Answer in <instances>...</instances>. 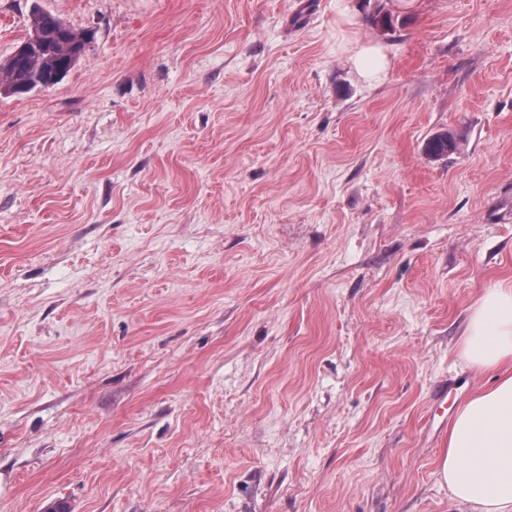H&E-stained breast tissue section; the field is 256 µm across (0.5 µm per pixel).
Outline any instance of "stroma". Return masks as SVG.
Listing matches in <instances>:
<instances>
[{
    "label": "stroma",
    "mask_w": 512,
    "mask_h": 512,
    "mask_svg": "<svg viewBox=\"0 0 512 512\" xmlns=\"http://www.w3.org/2000/svg\"><path fill=\"white\" fill-rule=\"evenodd\" d=\"M37 8L93 38L0 98V512H465L512 0H0V61ZM356 64L362 75H374L384 69L386 56L380 46H364L356 54ZM459 137L453 131H442L433 135L425 145V153L436 159L447 156L458 148Z\"/></svg>",
    "instance_id": "stroma-1"
}]
</instances>
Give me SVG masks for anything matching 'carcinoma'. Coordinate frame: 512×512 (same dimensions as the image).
<instances>
[{"label":"carcinoma","instance_id":"obj_1","mask_svg":"<svg viewBox=\"0 0 512 512\" xmlns=\"http://www.w3.org/2000/svg\"><path fill=\"white\" fill-rule=\"evenodd\" d=\"M31 33L22 41V54L12 53L0 62V95L22 96L30 90L56 86L75 66L91 34L79 32L49 12L36 10L30 20ZM459 137L452 131L433 135L425 145L432 159L458 148Z\"/></svg>","mask_w":512,"mask_h":512}]
</instances>
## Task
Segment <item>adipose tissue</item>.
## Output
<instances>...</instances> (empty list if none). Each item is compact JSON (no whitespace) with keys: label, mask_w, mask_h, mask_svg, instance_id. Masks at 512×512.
<instances>
[{"label":"adipose tissue","mask_w":512,"mask_h":512,"mask_svg":"<svg viewBox=\"0 0 512 512\" xmlns=\"http://www.w3.org/2000/svg\"><path fill=\"white\" fill-rule=\"evenodd\" d=\"M461 355L494 374L463 403L448 430L439 475L472 512H512V283L486 289L471 306Z\"/></svg>","instance_id":"obj_1"}]
</instances>
